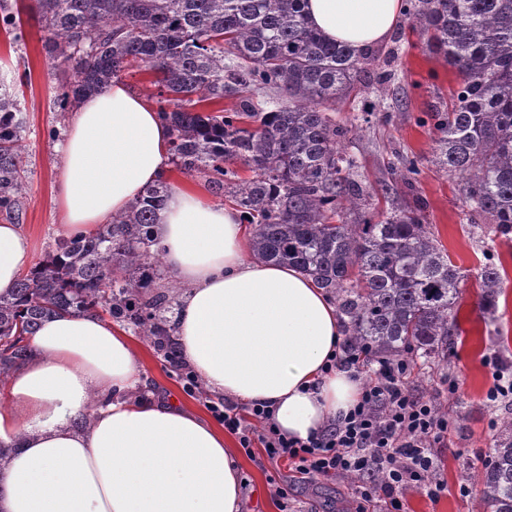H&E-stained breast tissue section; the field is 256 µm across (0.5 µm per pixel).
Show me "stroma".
Segmentation results:
<instances>
[{
    "label": "stroma",
    "mask_w": 512,
    "mask_h": 512,
    "mask_svg": "<svg viewBox=\"0 0 512 512\" xmlns=\"http://www.w3.org/2000/svg\"><path fill=\"white\" fill-rule=\"evenodd\" d=\"M6 3L20 14L22 35L14 41L0 31V82L16 93L27 118L22 145L28 189L22 231L39 261L63 238L54 198L60 170L58 140L51 132L67 129L68 120L52 106L58 72L45 47L33 0ZM372 58L360 94L336 106V122L347 130L340 147L356 158V179L377 219L422 202L425 223L465 274L452 311L454 336L447 361L417 359L409 377L412 392L447 413L451 422L447 444L436 449L438 474L447 489L436 500L418 489H407L404 510L488 512L472 477L481 470L496 429L512 418V398L495 402L487 398L496 366L512 370V345L503 346L500 338L504 332L512 336V236H495L488 225L477 222L466 205L465 179L448 175L434 159L437 132L428 114L449 106L457 87L456 72L447 58L431 49L406 13ZM409 160L419 170L410 185L405 182ZM491 256L498 257L507 272L492 315L482 306L475 280L480 265ZM132 341L142 358L143 393L163 396L212 419L215 395L203 389L188 393L182 371L173 368L163 352L140 335H133ZM452 380L458 385L454 394L448 391ZM224 441L240 465L244 512H280L269 485L273 479L287 482L296 512H355L354 486L343 477L298 480L285 466L268 460L261 445H254L248 455L235 435L225 434Z\"/></svg>",
    "instance_id": "1"
}]
</instances>
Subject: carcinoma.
Listing matches in <instances>:
<instances>
[{"instance_id":"obj_1","label":"carcinoma","mask_w":512,"mask_h":512,"mask_svg":"<svg viewBox=\"0 0 512 512\" xmlns=\"http://www.w3.org/2000/svg\"><path fill=\"white\" fill-rule=\"evenodd\" d=\"M64 114L124 72L148 67V99L171 129L169 155L199 171L219 194L234 193L254 225L252 258L293 266L335 300L351 348L388 361L448 353L460 269L421 210L381 221L366 211L354 158L331 116L369 59L330 43L309 26L305 0H34ZM413 18L444 54L459 82L450 109L432 114L437 163L468 176L467 202L494 232L512 233V0H414ZM20 23L0 4V30ZM260 89L286 99L267 111ZM239 98L224 113V94ZM25 118L0 84V215L20 221L27 177ZM253 173L241 180L235 163ZM169 187L161 182L125 213L60 242L0 297V379L30 356L29 339L51 313L107 314L138 330L172 365L175 344L164 312L180 289L148 295L160 250L149 229ZM500 269L479 274L484 309L503 291ZM478 494L492 512H512V418L503 421Z\"/></svg>"}]
</instances>
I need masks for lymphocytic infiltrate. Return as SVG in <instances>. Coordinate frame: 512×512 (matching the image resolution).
I'll use <instances>...</instances> for the list:
<instances>
[{
  "label": "lymphocytic infiltrate",
  "instance_id": "f902f5d3",
  "mask_svg": "<svg viewBox=\"0 0 512 512\" xmlns=\"http://www.w3.org/2000/svg\"><path fill=\"white\" fill-rule=\"evenodd\" d=\"M409 372L406 363L379 362L344 419L304 441L283 435L273 410L265 405L243 411L227 400L212 405L211 411L237 436L245 453L261 444L270 461L287 463L303 479L356 474L360 503L378 501L384 512H404L405 488L421 487L433 499L444 491V484L434 477L435 447L447 443L450 430L447 416L410 392ZM254 420L260 422V429L251 428Z\"/></svg>",
  "mask_w": 512,
  "mask_h": 512
}]
</instances>
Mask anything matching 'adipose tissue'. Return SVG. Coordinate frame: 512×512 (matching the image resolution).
I'll list each match as a JSON object with an SVG mask.
<instances>
[{"instance_id": "ef3b65f1", "label": "adipose tissue", "mask_w": 512, "mask_h": 512, "mask_svg": "<svg viewBox=\"0 0 512 512\" xmlns=\"http://www.w3.org/2000/svg\"><path fill=\"white\" fill-rule=\"evenodd\" d=\"M402 10V0L306 6L326 40L360 55L389 39ZM169 140L154 106L121 82L84 97L58 148L66 235L107 223L148 185L169 181ZM151 234L185 288L179 353L210 392L271 406L280 431L301 440L348 413L359 380L324 370L343 340L334 304L294 268L247 259L239 211L172 183ZM31 260L30 239L1 223L0 295ZM31 350L10 378L13 407L0 409V444L10 449L0 512H241L240 469L223 432L175 403L131 397L142 364L125 330L56 314ZM95 393L107 401L94 408Z\"/></svg>"}]
</instances>
